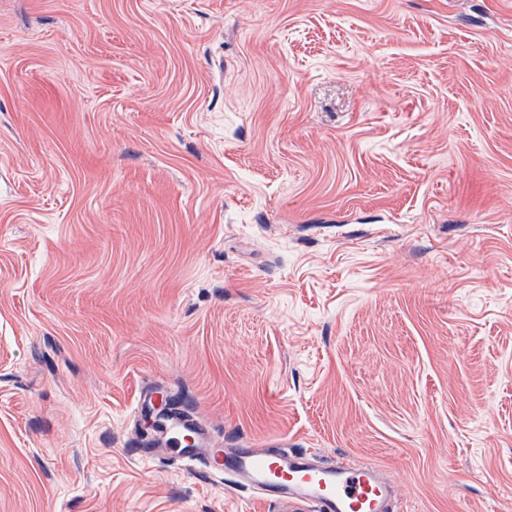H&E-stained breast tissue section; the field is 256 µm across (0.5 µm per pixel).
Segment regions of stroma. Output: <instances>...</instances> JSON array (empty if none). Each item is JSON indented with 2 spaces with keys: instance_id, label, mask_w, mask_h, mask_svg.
<instances>
[{
  "instance_id": "1",
  "label": "stroma",
  "mask_w": 512,
  "mask_h": 512,
  "mask_svg": "<svg viewBox=\"0 0 512 512\" xmlns=\"http://www.w3.org/2000/svg\"><path fill=\"white\" fill-rule=\"evenodd\" d=\"M154 391L512 512V0H0V512H279Z\"/></svg>"
}]
</instances>
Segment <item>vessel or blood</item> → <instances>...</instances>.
I'll return each instance as SVG.
<instances>
[{
  "label": "vessel or blood",
  "mask_w": 512,
  "mask_h": 512,
  "mask_svg": "<svg viewBox=\"0 0 512 512\" xmlns=\"http://www.w3.org/2000/svg\"><path fill=\"white\" fill-rule=\"evenodd\" d=\"M181 436L166 441L169 458L231 476L236 487L278 504L280 512H397V486L369 464H326L315 453L242 443L205 442L200 426L175 413Z\"/></svg>",
  "instance_id": "vessel-or-blood-1"
}]
</instances>
